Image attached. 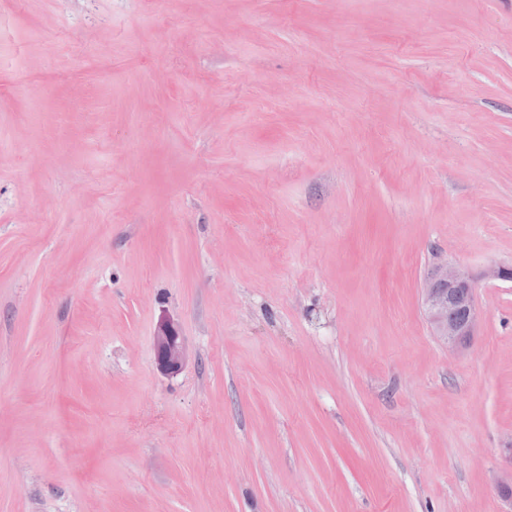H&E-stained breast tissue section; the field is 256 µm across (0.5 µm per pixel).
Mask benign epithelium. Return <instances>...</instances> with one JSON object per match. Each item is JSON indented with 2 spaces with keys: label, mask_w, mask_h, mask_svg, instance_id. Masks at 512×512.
<instances>
[{
  "label": "benign epithelium",
  "mask_w": 512,
  "mask_h": 512,
  "mask_svg": "<svg viewBox=\"0 0 512 512\" xmlns=\"http://www.w3.org/2000/svg\"><path fill=\"white\" fill-rule=\"evenodd\" d=\"M422 301L434 335L444 347L454 350L470 343L479 321V310L474 279L466 266L450 260L436 263L424 280ZM457 311L463 313L462 318H454L453 313ZM153 350L161 373L174 376L185 368L189 351L177 319L166 314L158 319Z\"/></svg>",
  "instance_id": "obj_1"
}]
</instances>
